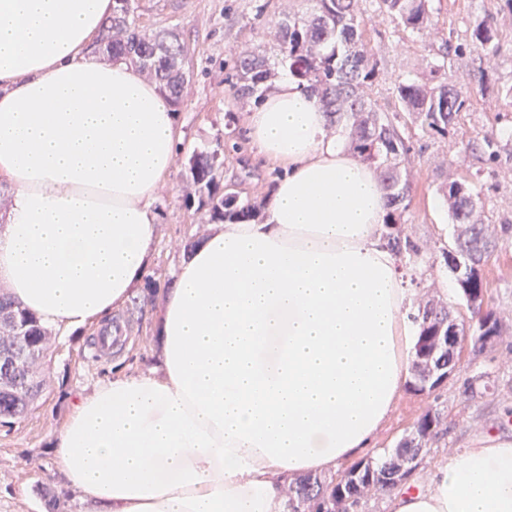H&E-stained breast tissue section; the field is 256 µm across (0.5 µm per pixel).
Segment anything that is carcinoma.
Segmentation results:
<instances>
[{
  "instance_id": "carcinoma-1",
  "label": "carcinoma",
  "mask_w": 512,
  "mask_h": 512,
  "mask_svg": "<svg viewBox=\"0 0 512 512\" xmlns=\"http://www.w3.org/2000/svg\"><path fill=\"white\" fill-rule=\"evenodd\" d=\"M309 11L299 14L290 8L276 22L278 36L270 47H244L232 59L231 83L236 93L246 97L259 93L278 70L288 71L302 89L319 98L329 127L341 128L356 156L373 168L386 191L389 211L382 234L389 249L404 262L405 272L415 268L421 247L405 232L404 214L411 189V175L404 165L410 146L399 133L396 116L383 112L371 93L377 79V63L370 60L362 30L366 26L363 0H308ZM378 9L399 20L405 29L426 35L432 26L429 0H375ZM135 0H113L96 41V51L112 59H124L154 80L163 97L173 106L181 102L187 73L184 62L187 48L176 28L151 32L140 29L130 16ZM478 52L483 57L496 55L493 19L487 18L471 33V40L444 44L442 58L463 57ZM395 96L412 125L428 135L445 136L465 105L463 93L446 82L400 81ZM467 148L478 158L497 161L502 145L496 137L484 135L468 141ZM224 151L221 138L214 147L192 154L188 161L187 182L194 187L199 205L207 208L215 224L254 220L258 205L243 202L239 195L224 190L221 183ZM443 196L453 226V267L461 259L463 270L457 276L463 299L471 292L486 290L482 268L493 255L499 235L512 231L511 224L490 229L483 218L481 191L477 186L448 173V165L437 164ZM496 312L489 304L471 309L467 321L456 319L452 306L431 295L419 300L411 318L418 324L415 354L434 355L435 364L454 365V352L436 349V336L448 335V322L457 320L454 334L459 341L470 340L481 348L484 322ZM0 425H13L41 397L46 389L42 378L45 363L52 360V334L32 313L21 309L10 294L0 292ZM440 416L433 410L423 414L413 433L377 457H366L353 464L359 470L354 479L334 483L306 477L288 486L287 512H336L338 499L354 508L369 496L366 487L380 492L396 487L385 477L400 471L402 464L422 453L440 434Z\"/></svg>"
}]
</instances>
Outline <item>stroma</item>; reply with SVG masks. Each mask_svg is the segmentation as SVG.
<instances>
[{
  "label": "stroma",
  "instance_id": "stroma-1",
  "mask_svg": "<svg viewBox=\"0 0 512 512\" xmlns=\"http://www.w3.org/2000/svg\"><path fill=\"white\" fill-rule=\"evenodd\" d=\"M136 5L138 25L178 28L188 43V82L177 109L183 148L158 202L159 224L148 272L155 285L137 288L133 301L115 313V320L124 324L128 341L111 355L92 358L96 328L57 337L53 361L44 372L49 385L46 395L19 423L10 428L0 426V512H50L51 503L36 492L40 485L58 494L68 493L72 512H86L79 493L66 491L59 480L52 439L67 420L74 398L91 395L97 383L111 377L114 370L136 374L157 364L152 337L166 283L173 280L177 266L188 256L191 242L202 241L212 228L206 209L184 201L187 183L183 173L192 152L213 146L217 136L233 129L234 144L225 147L220 156L224 184L233 186L242 199L257 202L267 198L274 184V169L253 158L243 125V116L255 108V100L234 93L226 64L238 48L268 41L281 0H137ZM261 5L269 20L263 28L253 24ZM366 8L369 20L364 40L378 68L373 94L385 112L394 110L395 83L425 79L422 59L433 56L442 40L461 42L486 16L494 18L495 59L484 63L474 56L454 59L439 72L440 79L461 87L466 99L447 136L422 134L404 112L396 120L411 147L406 164L413 184L406 220L409 233L423 250L417 280L422 287L443 293L458 315L465 317L469 311L445 261L453 229L437 191L439 176L433 160L446 158L459 178L471 182L476 180L480 164L465 153L467 140L485 133L504 139L512 136V97L505 93L512 86V6L506 0H431L433 31L427 38L404 29L391 15L377 9L373 0H368ZM477 71L482 72V79H474ZM483 202L486 221L512 224V154H502L497 161L494 178L483 188ZM483 278L487 297L502 322L498 344L480 353L464 346L460 371L436 390L404 388L374 438V448L393 447L426 411L440 412L443 432L430 442L421 466L411 477L412 485L425 483L435 466L446 455L463 451L474 434H512V236L503 238L484 266ZM479 375L489 387L487 394L463 402V380Z\"/></svg>",
  "mask_w": 512,
  "mask_h": 512
}]
</instances>
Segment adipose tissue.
<instances>
[{
    "label": "adipose tissue",
    "mask_w": 512,
    "mask_h": 512,
    "mask_svg": "<svg viewBox=\"0 0 512 512\" xmlns=\"http://www.w3.org/2000/svg\"><path fill=\"white\" fill-rule=\"evenodd\" d=\"M112 0H0V283L71 333L148 272L181 139L157 85L94 42ZM266 217L216 225L157 315L160 370L75 400L53 448L94 512H284L288 481L367 450L414 359L375 172L290 78L245 116ZM392 512H512V435H476Z\"/></svg>",
    "instance_id": "obj_1"
}]
</instances>
